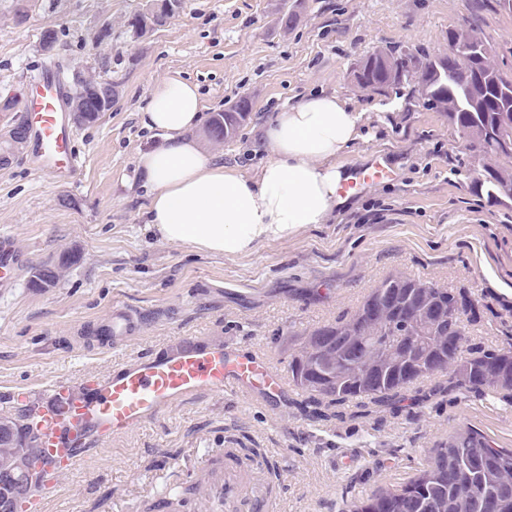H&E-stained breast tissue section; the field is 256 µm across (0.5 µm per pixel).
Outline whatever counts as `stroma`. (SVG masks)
<instances>
[{
  "label": "stroma",
  "instance_id": "35a3bbf8",
  "mask_svg": "<svg viewBox=\"0 0 512 512\" xmlns=\"http://www.w3.org/2000/svg\"><path fill=\"white\" fill-rule=\"evenodd\" d=\"M146 0H33L25 24L14 0H0V98L28 115L27 81L47 63L65 84L74 74L115 84L111 109L73 125L83 162L77 184L38 170L28 154L0 169V238L22 263L0 288V402L37 401L51 381L81 386L146 351L187 345L254 348L287 371L290 337L353 313L386 277L402 273L467 288L482 306L467 343L495 346L512 337V199L475 191L484 161L468 151L445 113L413 99L358 89L364 55L399 45L430 55L448 50V31L473 25L512 74V10L501 0H183L164 27L132 38L127 20ZM297 15L284 25L285 13ZM58 33L53 55L42 29ZM176 74L197 85L208 115L239 99L251 110L230 140L214 145L225 164L255 174L268 157L262 127L273 112L308 95L333 93L364 115L367 137L340 158L348 170L386 155L393 180L349 193L328 223L229 258L176 246L145 228L148 203L138 154L160 142L140 114L152 85ZM73 251L77 264L50 288H34L40 266ZM141 314L126 341L99 347L97 329L115 304ZM437 376L419 382L424 399L396 410L345 408L343 419L315 422L303 392L268 405L223 393L177 401L159 422L99 443L58 478L45 512H142L148 497L181 486L228 448H257L254 463L277 460L280 512H350L359 499L403 483L432 450L463 427L512 448V405L451 391ZM354 454L336 471L332 460Z\"/></svg>",
  "mask_w": 512,
  "mask_h": 512
}]
</instances>
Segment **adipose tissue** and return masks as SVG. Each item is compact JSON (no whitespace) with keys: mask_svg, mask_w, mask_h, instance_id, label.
Masks as SVG:
<instances>
[{"mask_svg":"<svg viewBox=\"0 0 512 512\" xmlns=\"http://www.w3.org/2000/svg\"><path fill=\"white\" fill-rule=\"evenodd\" d=\"M205 104L176 75L156 81L144 125L163 136L138 164L150 188L146 227L165 242L241 257L258 245L326 223L349 176L339 159L361 139L362 115L334 94H315L265 124L269 156L247 176L204 144Z\"/></svg>","mask_w":512,"mask_h":512,"instance_id":"adipose-tissue-1","label":"adipose tissue"}]
</instances>
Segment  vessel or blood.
<instances>
[{
	"instance_id": "b4317fda",
	"label": "vessel or blood",
	"mask_w": 512,
	"mask_h": 512,
	"mask_svg": "<svg viewBox=\"0 0 512 512\" xmlns=\"http://www.w3.org/2000/svg\"><path fill=\"white\" fill-rule=\"evenodd\" d=\"M30 158L37 169L63 183L76 182L82 161L73 149V132L65 112L69 95L55 65H45L27 85ZM386 158L360 171L350 190L390 179ZM20 258L9 239L0 240V288L9 287ZM130 308L114 306L97 330L103 342H117L134 332ZM287 388L284 377L255 350L237 352L220 345L189 346L137 360L118 372L93 378L86 390L70 392L66 380L50 383L37 406V433L47 468H76L92 437H112L158 419L175 402L232 390L264 400ZM199 491L212 512L233 506L237 512H279L278 498L241 495V467L228 460L224 469L207 472Z\"/></svg>"
}]
</instances>
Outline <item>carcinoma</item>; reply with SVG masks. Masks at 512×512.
<instances>
[{"mask_svg": "<svg viewBox=\"0 0 512 512\" xmlns=\"http://www.w3.org/2000/svg\"><path fill=\"white\" fill-rule=\"evenodd\" d=\"M359 62L357 86L387 94L407 84L427 106L448 115L468 150L487 160L476 188L494 198H512V143L500 130L512 124V76L491 62V48L477 56L426 57L407 48ZM112 82L83 78L70 109L80 125L95 123L112 108ZM246 114L218 112L210 135L221 142L234 135ZM481 317L466 288L448 289L405 275L390 276L364 298L348 318L291 338L288 372L307 397L301 404L314 421L339 419L356 400L393 410L419 393L418 381L448 376V389L512 400V341L486 350L465 347L467 324ZM353 512H512V449L462 428L433 449L431 463L407 481L384 487L353 505Z\"/></svg>", "mask_w": 512, "mask_h": 512, "instance_id": "carcinoma-1", "label": "carcinoma"}]
</instances>
